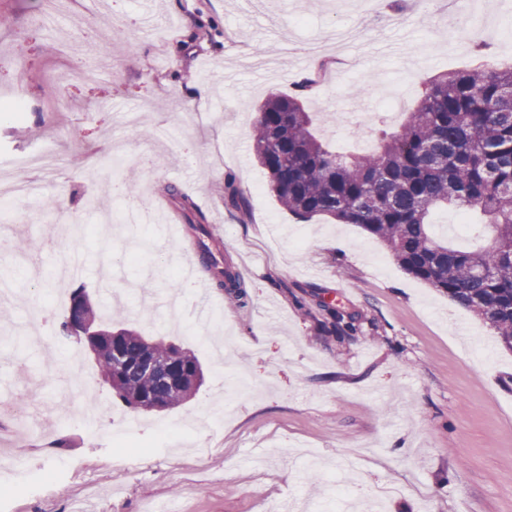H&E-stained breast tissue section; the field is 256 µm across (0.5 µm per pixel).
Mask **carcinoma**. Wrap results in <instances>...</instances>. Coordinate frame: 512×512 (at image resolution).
Instances as JSON below:
<instances>
[{"label":"carcinoma","instance_id":"cac0c4a2","mask_svg":"<svg viewBox=\"0 0 512 512\" xmlns=\"http://www.w3.org/2000/svg\"><path fill=\"white\" fill-rule=\"evenodd\" d=\"M271 94L258 108L254 150L268 171L278 202L294 215H316L356 224L381 240L414 278L448 295L496 330L512 351V68L485 64L432 77L400 130L382 132L377 151L338 153L317 138L304 95ZM478 210L486 218L485 246L466 251L431 232L438 208ZM202 266L216 289L246 297L235 274L219 267L211 248L199 242ZM84 300L85 322L101 335L85 338L64 318L57 333L75 337L94 355L103 381L132 413L147 415L187 401L204 380L199 358L163 339L131 328H110L81 286L70 300ZM336 337L354 331L352 317L328 307ZM132 362L146 354L171 362L180 388L171 393L144 373L128 368L113 375L112 338Z\"/></svg>","mask_w":512,"mask_h":512}]
</instances>
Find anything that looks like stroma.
Instances as JSON below:
<instances>
[{"label": "stroma", "mask_w": 512, "mask_h": 512, "mask_svg": "<svg viewBox=\"0 0 512 512\" xmlns=\"http://www.w3.org/2000/svg\"><path fill=\"white\" fill-rule=\"evenodd\" d=\"M468 6L451 20L385 0L373 22L361 0H151L147 22L141 0H84L47 32L28 24L42 0H0V52L26 67L33 106L0 129V162L40 139L63 156L27 216L0 214V457L30 451L31 486L11 512H72L77 500L83 512H327L354 473L352 512L389 485L399 492L382 512H512V351L361 227L283 208L252 150L258 107L318 68L313 45L335 67L309 110L337 148L374 149L429 76L471 62ZM167 129L192 159L165 145ZM229 181L244 207L213 192ZM169 184L199 207L247 292H212L204 333L176 274L196 236ZM133 207L151 222L123 223ZM80 285L104 318L123 308L143 335L194 351L196 393L142 416L113 397L93 354L54 333ZM326 302L353 317L349 336L328 331ZM33 308L53 312L38 343ZM64 367L98 405L94 427L80 402H62ZM31 429L52 452L32 449Z\"/></svg>", "instance_id": "35a3bbf8"}]
</instances>
